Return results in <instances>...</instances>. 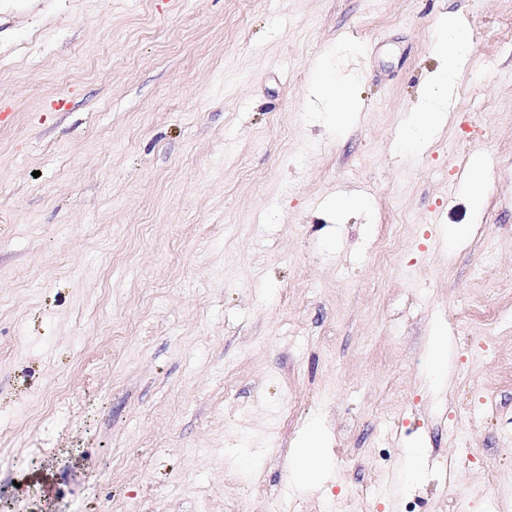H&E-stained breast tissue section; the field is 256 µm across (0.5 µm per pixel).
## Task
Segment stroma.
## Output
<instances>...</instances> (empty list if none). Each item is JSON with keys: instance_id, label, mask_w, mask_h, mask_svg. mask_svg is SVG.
I'll list each match as a JSON object with an SVG mask.
<instances>
[{"instance_id": "1", "label": "stroma", "mask_w": 512, "mask_h": 512, "mask_svg": "<svg viewBox=\"0 0 512 512\" xmlns=\"http://www.w3.org/2000/svg\"><path fill=\"white\" fill-rule=\"evenodd\" d=\"M448 12L470 55L412 153ZM339 496L512 506V0H0V512ZM316 90L318 95L330 105L332 119L336 124L346 120L347 114L356 112L358 106L350 96L348 84L321 74L316 78ZM486 181L483 169L478 164H474L469 171L467 185L473 205L476 208H479L482 204L485 195ZM299 448L292 460L295 481L306 484L311 478H322L326 472V462L323 454L325 447L320 432L310 429L302 438Z\"/></svg>"}]
</instances>
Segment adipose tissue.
<instances>
[{"label":"adipose tissue","mask_w":512,"mask_h":512,"mask_svg":"<svg viewBox=\"0 0 512 512\" xmlns=\"http://www.w3.org/2000/svg\"><path fill=\"white\" fill-rule=\"evenodd\" d=\"M471 36L465 25L452 14L441 16L435 29L434 48L444 61L423 88V102L410 117L405 145L417 151L438 131L445 121L448 89L470 53ZM323 438L319 431L309 430L294 455L292 468L297 483L305 484L321 478L326 472Z\"/></svg>","instance_id":"obj_1"}]
</instances>
